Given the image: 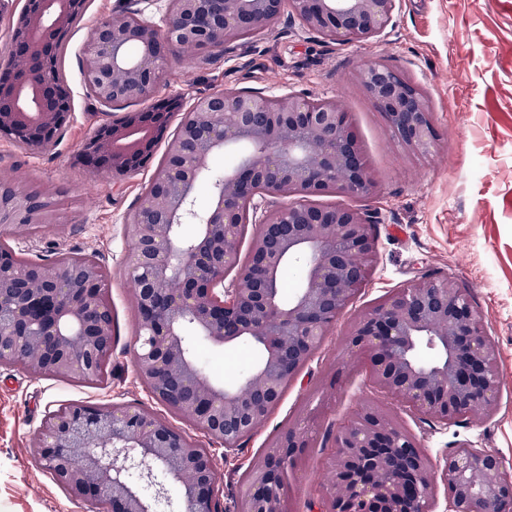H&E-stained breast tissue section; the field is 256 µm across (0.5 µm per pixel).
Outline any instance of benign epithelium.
Returning <instances> with one entry per match:
<instances>
[{
	"label": "benign epithelium",
	"instance_id": "obj_1",
	"mask_svg": "<svg viewBox=\"0 0 512 512\" xmlns=\"http://www.w3.org/2000/svg\"><path fill=\"white\" fill-rule=\"evenodd\" d=\"M153 21L120 7L100 19L83 47V78L109 107L153 97L178 51H206L268 27L283 10L308 30L337 40L364 39L390 24L398 0H165ZM74 0H24L0 53V134L32 151L66 114L47 68L50 36L73 26ZM394 141L412 158H429L437 132L425 91L382 60L355 73ZM173 135L137 122L139 112L106 120L80 145L84 172L99 179L134 170L146 142L165 144L155 188L126 222L133 250L137 378L158 401L234 453L257 434L274 404L312 358L336 318L375 269L372 224L361 211L317 207L308 198L336 193L368 197L377 182L341 101L241 90L200 95ZM230 157L211 178L214 158ZM212 204L201 211L199 188ZM266 196L288 203L262 209ZM53 204L47 189L27 190L0 173V232L26 234ZM259 219L248 262L230 283L243 243L241 226ZM300 270L286 302L275 282L284 263ZM100 285L101 268L76 276L56 262L0 261V359L21 360L32 375L50 364L60 378L92 374L112 349L109 308L81 282ZM359 336L356 342L353 337ZM258 345L263 362L234 384H215L190 355L191 341ZM347 347L368 363L373 384L424 419L488 417L498 408V347L469 297L451 277L419 280L391 294L354 326ZM373 421L354 420L337 437L327 499L382 501L385 512H432L437 479L446 512H512V475L503 459L479 448L451 451L436 473L416 437L388 408L370 406ZM172 427L139 409L114 407L88 422L42 426L33 437L39 461L73 500L95 512H222L214 464L196 470L192 444L172 445ZM57 448L61 455L49 453ZM256 512H293L290 486H269L255 472Z\"/></svg>",
	"mask_w": 512,
	"mask_h": 512
}]
</instances>
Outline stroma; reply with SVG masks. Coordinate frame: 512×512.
Wrapping results in <instances>:
<instances>
[{
    "label": "stroma",
    "instance_id": "1",
    "mask_svg": "<svg viewBox=\"0 0 512 512\" xmlns=\"http://www.w3.org/2000/svg\"><path fill=\"white\" fill-rule=\"evenodd\" d=\"M121 0H87L72 29L65 72L72 118L54 152L35 154L0 137V165L20 168L31 187L57 194L54 215L39 231L12 240L33 261L80 250L96 255L112 305V378L78 386L0 365V512H87L83 502L40 467L32 438L48 411L69 400L105 409H145L186 433L197 445L213 440L172 413L134 373L136 312L124 261L130 249L125 220L155 171L150 165L125 178L89 181L73 155L102 122V108L82 76V49L93 26ZM402 71L427 93L440 139L436 154L414 161L394 142L378 109L352 81L376 60ZM250 90H293L341 100L361 141L378 188L369 197L323 194L317 206H346L369 216L377 264L366 285L329 331L309 363L272 409L265 427L234 454L219 457L218 493L239 499L242 476L276 436L306 411L321 408L304 467L291 477L295 512L326 493L321 476L336 437L371 403L394 410L436 470L452 448L501 455L512 467V0H400L379 36L336 42L305 29L289 13L274 25L196 56L175 55L158 99ZM449 276L464 289L499 349L502 382L496 413L453 425L421 419L372 385L366 364L351 365L349 328L383 297L424 277Z\"/></svg>",
    "mask_w": 512,
    "mask_h": 512
}]
</instances>
